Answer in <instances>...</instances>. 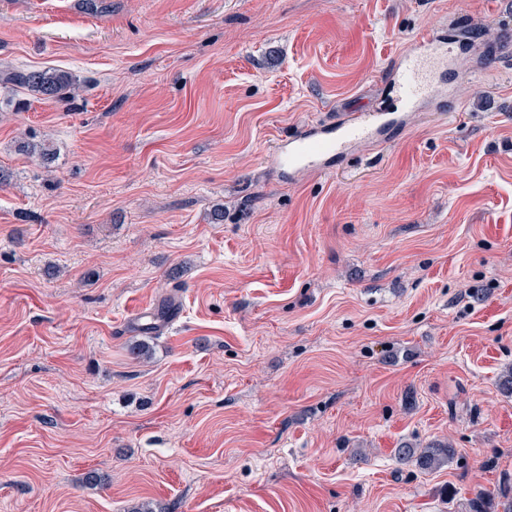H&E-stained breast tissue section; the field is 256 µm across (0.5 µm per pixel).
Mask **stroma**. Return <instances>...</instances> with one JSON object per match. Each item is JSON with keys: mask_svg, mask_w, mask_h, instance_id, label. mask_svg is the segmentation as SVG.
<instances>
[{"mask_svg": "<svg viewBox=\"0 0 512 512\" xmlns=\"http://www.w3.org/2000/svg\"><path fill=\"white\" fill-rule=\"evenodd\" d=\"M109 2L0 0V70L77 82L0 87V512H502L512 0ZM422 31L447 97L279 174L274 141L396 110ZM1 80L2 84L25 88L47 101L60 99L74 85L71 73L54 68L14 72ZM455 455V448L448 446V443H430L424 448L404 443L399 448H395V457L399 462L414 464L423 472H433L443 468L453 460Z\"/></svg>", "mask_w": 512, "mask_h": 512, "instance_id": "1", "label": "stroma"}]
</instances>
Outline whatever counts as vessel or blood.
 <instances>
[{
    "mask_svg": "<svg viewBox=\"0 0 512 512\" xmlns=\"http://www.w3.org/2000/svg\"><path fill=\"white\" fill-rule=\"evenodd\" d=\"M447 51L432 34L416 37L409 49L400 55L392 76L391 87L402 109L391 113L341 112L323 126L305 130L278 141L273 149L285 173L316 166L318 161L342 155L346 148L369 138L386 126L400 123L402 112L432 95L435 89L433 69L445 64Z\"/></svg>",
    "mask_w": 512,
    "mask_h": 512,
    "instance_id": "vessel-or-blood-1",
    "label": "vessel or blood"
}]
</instances>
